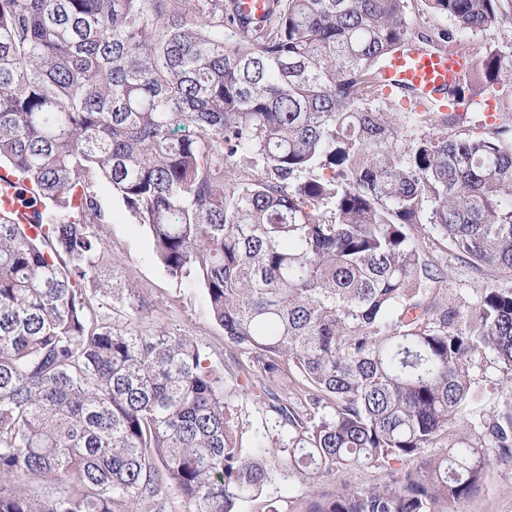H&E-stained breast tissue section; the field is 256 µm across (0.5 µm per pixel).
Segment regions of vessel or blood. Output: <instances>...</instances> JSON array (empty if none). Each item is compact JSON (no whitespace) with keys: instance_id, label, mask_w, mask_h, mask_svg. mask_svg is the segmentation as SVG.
Returning a JSON list of instances; mask_svg holds the SVG:
<instances>
[{"instance_id":"1","label":"vessel or blood","mask_w":512,"mask_h":512,"mask_svg":"<svg viewBox=\"0 0 512 512\" xmlns=\"http://www.w3.org/2000/svg\"><path fill=\"white\" fill-rule=\"evenodd\" d=\"M466 68L463 55L442 50L416 48L397 52L388 59L382 77L386 91L413 89L421 106L445 110V94ZM34 197L35 189L10 168L0 167V216L23 225L29 236H36L35 221L29 209L18 206L16 196Z\"/></svg>"}]
</instances>
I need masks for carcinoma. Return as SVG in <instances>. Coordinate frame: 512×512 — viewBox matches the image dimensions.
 <instances>
[{"instance_id":"obj_1","label":"carcinoma","mask_w":512,"mask_h":512,"mask_svg":"<svg viewBox=\"0 0 512 512\" xmlns=\"http://www.w3.org/2000/svg\"><path fill=\"white\" fill-rule=\"evenodd\" d=\"M232 2L0 0V160L47 203L34 239L0 220V512H167V485L239 512L281 477L411 458L305 512H457L487 449L512 458V404L454 433L482 360L512 382V288L457 303L408 232L512 273V51L468 47L512 0H423L451 24L413 34L407 0H267L256 23ZM412 47L468 70L446 112L400 90L402 121L381 68ZM486 95L501 122L476 134L458 106ZM100 177L259 394L301 379L309 407L272 405L288 442L242 455L232 403L255 390L191 336L112 324Z\"/></svg>"}]
</instances>
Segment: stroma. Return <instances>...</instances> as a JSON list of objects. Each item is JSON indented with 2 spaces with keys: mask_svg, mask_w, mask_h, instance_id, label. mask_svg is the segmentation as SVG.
I'll return each mask as SVG.
<instances>
[{
  "mask_svg": "<svg viewBox=\"0 0 512 512\" xmlns=\"http://www.w3.org/2000/svg\"><path fill=\"white\" fill-rule=\"evenodd\" d=\"M98 199L112 216L108 227L112 262L106 272L115 286L133 284L147 299L146 308L127 317V324L141 329L162 327L193 336L205 348L213 365L224 376H232L241 355L228 343L223 329L207 316L200 290L177 287L164 268L152 261L146 227L138 224L107 185H99ZM411 233L419 239L430 259L447 273L446 286L451 297L471 304L478 288H512V276L492 267L476 268L461 261L447 240L435 234L429 225L413 226ZM474 391L467 414L475 419L502 410L512 396V390L502 384L500 373L493 368L477 377ZM234 414L242 447H249L252 434L266 426L271 427L279 441L288 438L287 429L276 426L273 413L262 402L250 398L237 400ZM310 495L307 485L279 480L244 502L240 512H266L271 506L277 512H303ZM459 512H512V458H495L484 487L460 503Z\"/></svg>",
  "mask_w": 512,
  "mask_h": 512,
  "instance_id": "stroma-1",
  "label": "stroma"
}]
</instances>
